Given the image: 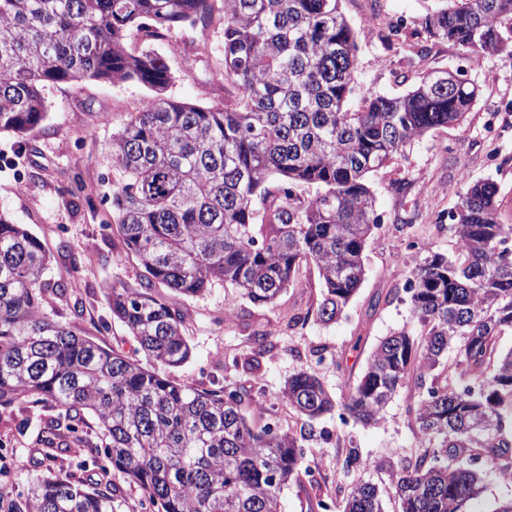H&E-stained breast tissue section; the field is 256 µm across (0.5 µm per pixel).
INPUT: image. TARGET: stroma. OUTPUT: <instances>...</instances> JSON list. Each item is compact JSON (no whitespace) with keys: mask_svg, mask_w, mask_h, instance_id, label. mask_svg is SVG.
Here are the masks:
<instances>
[{"mask_svg":"<svg viewBox=\"0 0 512 512\" xmlns=\"http://www.w3.org/2000/svg\"><path fill=\"white\" fill-rule=\"evenodd\" d=\"M430 6V0L341 3L353 30L371 26L378 33L359 44L354 90L345 103L349 111H359L366 95L402 93L423 73L441 68L460 71L480 90L463 123L411 142L389 165L369 174L383 224L365 251L366 280L341 318L289 327L292 316L316 310L321 300L319 273L312 266L300 268L295 286L269 306H254L220 284L203 296L176 300L186 314L192 357L173 371V379L204 389L260 390V398L243 405L253 424L307 435L305 472L284 488L281 512H319V501L335 499L347 484L341 462L352 447L360 449L364 460L360 476L378 484L385 512H400L386 465L417 455L427 445L408 412L413 390L402 388L377 426L345 422L333 412L309 428L281 391L288 377L303 368L314 369L331 393L347 391L381 338L414 327L407 299L391 300L387 294L402 287L428 253L453 255L449 214L469 184L496 182L502 219L512 223V58L487 56L475 64L457 46L421 35ZM398 17L405 21L404 32H419L421 57L410 58L401 38L380 41ZM222 46L217 22L207 28L181 26L168 41L155 43L175 73L168 95L203 107L220 104ZM148 95L133 81L51 85L44 91L47 117L29 134L35 154L19 152L14 135L0 132V211L28 225L51 252L46 278L65 279L69 286L67 298L47 305L48 316L66 322L80 315L87 337L130 357L138 345L113 320L106 290L115 284L138 287L144 270L128 256L117 231L112 183L118 174L107 146ZM257 329L268 334L262 353L252 338ZM316 349L321 352L317 358L312 355ZM54 415L33 403L0 412V486L24 491L28 477L48 467L83 479L96 477L95 467L79 469L83 452L56 453L41 444V432Z\"/></svg>","mask_w":512,"mask_h":512,"instance_id":"1","label":"stroma"}]
</instances>
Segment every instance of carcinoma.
Instances as JSON below:
<instances>
[{"instance_id":"carcinoma-1","label":"carcinoma","mask_w":512,"mask_h":512,"mask_svg":"<svg viewBox=\"0 0 512 512\" xmlns=\"http://www.w3.org/2000/svg\"><path fill=\"white\" fill-rule=\"evenodd\" d=\"M340 2L224 0V104L200 107L165 95L167 58L128 41L207 26L215 0H0V131L16 134L20 151H36L26 135L46 117L48 85L134 81L152 91L108 147L116 224L147 279L112 285L108 305L148 364L96 344L76 320L49 318L45 301L68 287L44 278L42 242L0 213V410L22 399L60 410L47 424L51 448L83 442L86 413L107 441L88 449L103 479L37 474L16 497L0 487L7 512H120L114 474L157 512H280L305 433L253 425L245 389L171 379L191 355L185 313L152 284L197 297L222 282L261 307L313 265L321 323L358 292L363 252L382 224L368 175L412 141L463 122L479 90L460 73L442 86L432 70L401 94L346 110L358 37ZM422 28L473 58H512V0H441ZM271 177L282 183L276 191ZM295 185L314 193L301 199ZM501 206L494 182L467 188L448 226L455 257L430 253L403 288L421 331L382 339L346 395L334 398L308 370L282 390L309 426L338 407L375 426L414 383L413 420L433 447L388 466L401 512H464L486 472L512 469V350L498 351L512 331V224ZM450 353L448 371L471 384L439 381ZM336 507L382 512L378 486L352 479Z\"/></svg>"}]
</instances>
